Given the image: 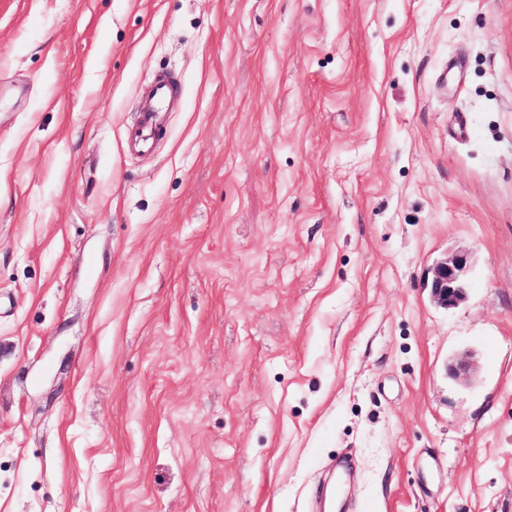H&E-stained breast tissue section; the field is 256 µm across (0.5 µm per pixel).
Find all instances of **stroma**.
Returning <instances> with one entry per match:
<instances>
[{"instance_id":"1","label":"stroma","mask_w":512,"mask_h":512,"mask_svg":"<svg viewBox=\"0 0 512 512\" xmlns=\"http://www.w3.org/2000/svg\"><path fill=\"white\" fill-rule=\"evenodd\" d=\"M343 456L512 512V0H0V512H319ZM174 85L160 80L151 89L153 105L141 112L138 128L130 136L133 147L141 151H149L158 130L159 113L165 109L168 101L175 96ZM471 254L459 250L438 260L433 267L431 291L434 302L446 308L455 307L467 295V272Z\"/></svg>"}]
</instances>
